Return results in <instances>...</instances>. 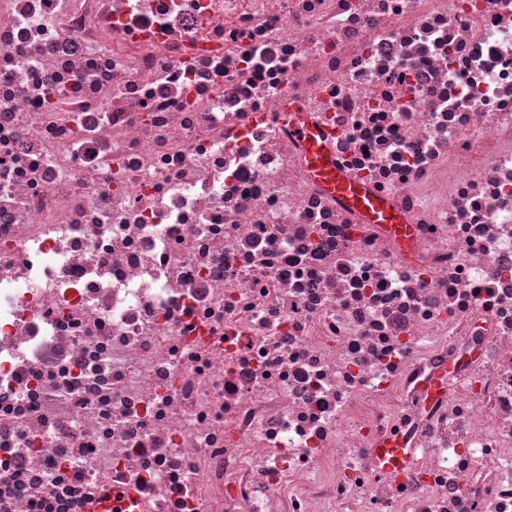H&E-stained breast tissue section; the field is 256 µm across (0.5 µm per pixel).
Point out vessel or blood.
Returning <instances> with one entry per match:
<instances>
[{"instance_id":"b4317fda","label":"vessel or blood","mask_w":512,"mask_h":512,"mask_svg":"<svg viewBox=\"0 0 512 512\" xmlns=\"http://www.w3.org/2000/svg\"><path fill=\"white\" fill-rule=\"evenodd\" d=\"M289 120L305 146L307 168L314 179L348 209L358 213L364 223L381 225L399 243L402 259L414 262L412 234L405 215L339 167L329 150L326 131L315 127L301 112L290 113Z\"/></svg>"}]
</instances>
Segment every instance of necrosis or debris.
I'll return each mask as SVG.
<instances>
[{
    "label": "necrosis or debris",
    "instance_id": "1",
    "mask_svg": "<svg viewBox=\"0 0 512 512\" xmlns=\"http://www.w3.org/2000/svg\"><path fill=\"white\" fill-rule=\"evenodd\" d=\"M109 486L512 512V0H0V512ZM287 116L305 146L307 168L314 179L348 209L358 213L364 223L380 224L399 243L401 258L414 262L412 234L406 216L339 167L329 150L326 131L315 127L303 112H291Z\"/></svg>",
    "mask_w": 512,
    "mask_h": 512
}]
</instances>
